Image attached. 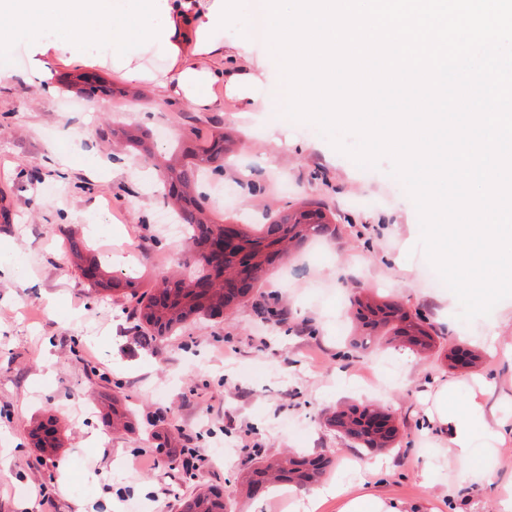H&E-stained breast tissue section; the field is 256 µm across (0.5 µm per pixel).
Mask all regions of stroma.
I'll use <instances>...</instances> for the list:
<instances>
[{
    "instance_id": "1",
    "label": "stroma",
    "mask_w": 512,
    "mask_h": 512,
    "mask_svg": "<svg viewBox=\"0 0 512 512\" xmlns=\"http://www.w3.org/2000/svg\"><path fill=\"white\" fill-rule=\"evenodd\" d=\"M32 46L17 42L13 65L0 80V187L10 221L0 223V247L11 248L23 276L0 271V512H177L181 500L210 488L235 512H293L302 493L273 490L246 497L238 475L251 444L267 455L324 453L333 460L324 483L343 482L349 495L367 492L412 503L429 499L437 512H499L483 474L493 468L512 484V442L487 459L455 466L432 429L434 394L447 382L484 377L473 390L490 405L512 397V298L491 314L465 322L447 287L423 278L430 263L419 245V216L392 162L362 168L334 149L316 126L289 122L287 142L275 143L272 89L280 84L268 61L256 108L240 111L216 85L220 112L167 99L151 84L138 98L122 96L129 82L95 39L84 45L86 70L114 88L88 98L69 86L74 70L55 66L41 92L29 61ZM121 128L148 131L150 155L115 145ZM223 129L231 146L224 172L206 192L215 216L271 223L300 201L321 202L339 226L336 238L306 242L277 261L260 295L232 312L192 322L164 340L144 344L135 330L126 277L154 290L177 269L183 243L156 220L162 198L152 156L196 144ZM128 253L113 261L116 288L93 291L69 263V248ZM376 290L425 315L438 350L414 354L381 341L350 348L349 304ZM270 303L286 313L280 324L259 312ZM465 346L479 354L476 370L449 368L444 354ZM131 409L133 429H113L112 402ZM387 408L401 423L396 448L368 452L347 446L329 426L347 404ZM53 421L62 441L52 453L36 448L30 431ZM107 436L89 445L90 433ZM438 472L425 485L426 466Z\"/></svg>"
}]
</instances>
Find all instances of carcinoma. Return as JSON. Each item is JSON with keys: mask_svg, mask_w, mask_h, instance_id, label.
Instances as JSON below:
<instances>
[{"mask_svg": "<svg viewBox=\"0 0 512 512\" xmlns=\"http://www.w3.org/2000/svg\"><path fill=\"white\" fill-rule=\"evenodd\" d=\"M117 136L128 147L147 150L143 133L136 130H121ZM228 150L224 132L218 130L204 142L189 150L171 154L157 168L168 187L174 211L190 229L189 239L196 246L224 234V225L216 222L194 187L203 174L224 170V153ZM235 231L242 244L253 252V263L245 271L238 270L231 257L224 260V275L242 276L241 288L233 294L224 293V279L209 275L211 288L207 293L196 291L200 277L168 282L150 294H137L134 309L137 326L150 331V340H161L195 317L207 314L222 305L229 310L246 302L253 288L262 284L269 275L272 257L286 255L289 248L298 247L318 237H333L338 228L321 207L303 203L283 212L279 218L265 225L255 234L248 225L237 224ZM356 329L359 341L367 343L374 338H384L408 346L418 353L431 352L436 348L434 329L420 313H411L404 307L372 294H365L354 301ZM372 406L351 405L336 410L328 424L350 446L369 451L396 447L399 425L380 430L371 420ZM254 463L241 476L242 484L250 494L263 491L273 484L306 486L315 483L331 466V459L324 455L285 454L266 456L253 450ZM180 512H232V504L215 491L199 492L179 504Z\"/></svg>", "mask_w": 512, "mask_h": 512, "instance_id": "1", "label": "carcinoma"}]
</instances>
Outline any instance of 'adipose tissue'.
<instances>
[{"label":"adipose tissue","mask_w":512,"mask_h":512,"mask_svg":"<svg viewBox=\"0 0 512 512\" xmlns=\"http://www.w3.org/2000/svg\"><path fill=\"white\" fill-rule=\"evenodd\" d=\"M141 8L129 10L113 0H0V50L15 42L36 38L40 25L68 35L52 54L35 59L34 71L51 72L59 58L82 64L81 47L87 32H94L100 45L112 51V64L135 84H157L173 100L213 109L219 101L212 86L223 85L235 96L243 111H251L259 80L252 61L238 58L234 46L224 42L228 15L246 10V34H257L263 22L259 0H140ZM148 47L168 61L165 75L138 64L139 48ZM461 383L444 384L436 397V431L446 441L452 460L461 467L488 448L489 442L512 439V415H499L494 408L465 399ZM341 488L320 489L319 497L341 498L340 512H429L426 501L408 505L368 493L343 499Z\"/></svg>","instance_id":"obj_1"}]
</instances>
